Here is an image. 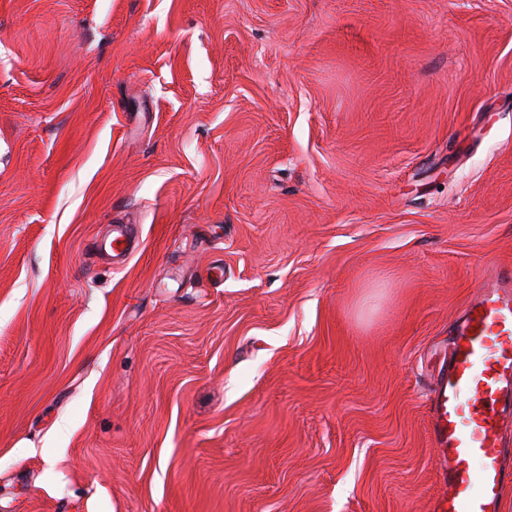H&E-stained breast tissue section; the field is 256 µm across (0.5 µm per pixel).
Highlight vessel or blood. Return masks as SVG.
Wrapping results in <instances>:
<instances>
[{
  "instance_id": "b4317fda",
  "label": "vessel or blood",
  "mask_w": 512,
  "mask_h": 512,
  "mask_svg": "<svg viewBox=\"0 0 512 512\" xmlns=\"http://www.w3.org/2000/svg\"><path fill=\"white\" fill-rule=\"evenodd\" d=\"M437 471L447 493L431 512H501L512 484V270L484 282L462 310L448 365L429 396Z\"/></svg>"
}]
</instances>
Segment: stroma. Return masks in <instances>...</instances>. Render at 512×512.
<instances>
[{
	"label": "stroma",
	"instance_id": "stroma-1",
	"mask_svg": "<svg viewBox=\"0 0 512 512\" xmlns=\"http://www.w3.org/2000/svg\"><path fill=\"white\" fill-rule=\"evenodd\" d=\"M500 266L512 0H0V512H430Z\"/></svg>",
	"mask_w": 512,
	"mask_h": 512
}]
</instances>
